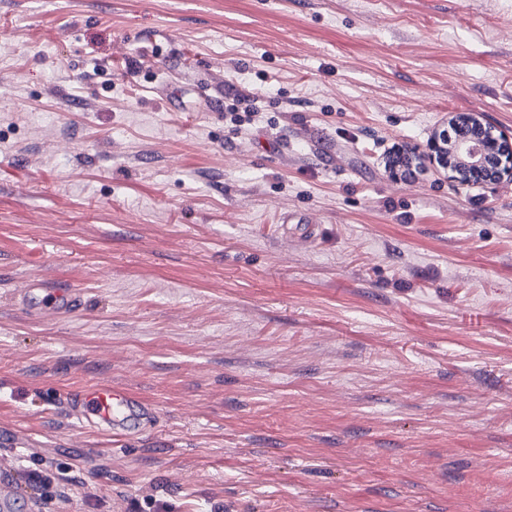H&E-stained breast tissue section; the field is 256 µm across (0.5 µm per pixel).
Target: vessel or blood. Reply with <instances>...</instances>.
Instances as JSON below:
<instances>
[{"instance_id":"1","label":"vessel or blood","mask_w":512,"mask_h":512,"mask_svg":"<svg viewBox=\"0 0 512 512\" xmlns=\"http://www.w3.org/2000/svg\"><path fill=\"white\" fill-rule=\"evenodd\" d=\"M15 299L26 312L39 318L61 317L80 304L76 289L35 281L18 288ZM62 401L71 411L74 428L80 431L96 428L117 434L129 421L148 420L153 415V407L146 400L107 385L67 394Z\"/></svg>"}]
</instances>
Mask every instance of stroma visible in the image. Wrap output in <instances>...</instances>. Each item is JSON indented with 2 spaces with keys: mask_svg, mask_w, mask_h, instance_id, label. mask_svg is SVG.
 Wrapping results in <instances>:
<instances>
[{
  "mask_svg": "<svg viewBox=\"0 0 512 512\" xmlns=\"http://www.w3.org/2000/svg\"><path fill=\"white\" fill-rule=\"evenodd\" d=\"M468 113L512 130V0H0L30 512H512V183L384 166ZM56 280L80 309L16 304ZM100 384L152 421L51 403ZM15 299L29 314L38 318H58L73 312L80 304L75 288L30 281L18 288ZM75 418L73 426L79 431L96 428L118 434L133 419L152 418L153 407L146 400L112 386L97 385L59 398Z\"/></svg>",
  "mask_w": 512,
  "mask_h": 512,
  "instance_id": "1",
  "label": "stroma"
}]
</instances>
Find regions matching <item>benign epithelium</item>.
<instances>
[{"label":"benign epithelium","instance_id":"benign-epithelium-1","mask_svg":"<svg viewBox=\"0 0 512 512\" xmlns=\"http://www.w3.org/2000/svg\"><path fill=\"white\" fill-rule=\"evenodd\" d=\"M456 123L465 125L464 132L450 144L439 133L425 146L426 156L438 168L457 174L463 185L481 182L512 180L511 131L493 132L479 117L460 116Z\"/></svg>","mask_w":512,"mask_h":512}]
</instances>
